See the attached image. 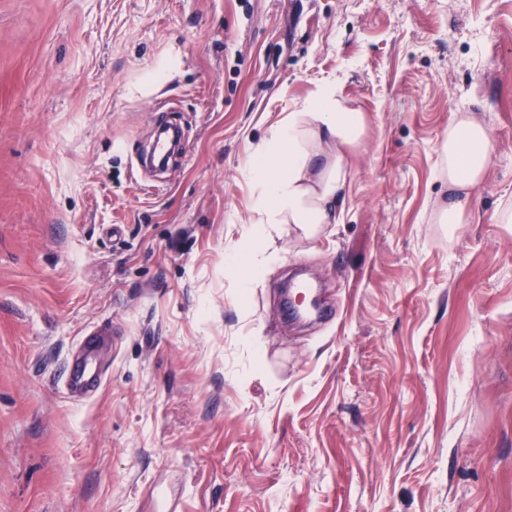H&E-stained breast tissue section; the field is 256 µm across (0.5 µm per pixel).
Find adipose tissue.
I'll return each instance as SVG.
<instances>
[{
  "instance_id": "1",
  "label": "adipose tissue",
  "mask_w": 512,
  "mask_h": 512,
  "mask_svg": "<svg viewBox=\"0 0 512 512\" xmlns=\"http://www.w3.org/2000/svg\"><path fill=\"white\" fill-rule=\"evenodd\" d=\"M366 116L351 107L335 83L314 94L272 123L247 166L252 184L255 227L231 249L241 294H248L275 255L273 232L293 224L307 236L342 220L347 194L346 158L360 145ZM494 138L484 120L462 114L441 145L448 177V205L442 224L468 223L472 191L494 158Z\"/></svg>"
}]
</instances>
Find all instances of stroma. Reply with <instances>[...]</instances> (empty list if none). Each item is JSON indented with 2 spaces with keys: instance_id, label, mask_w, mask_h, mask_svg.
Masks as SVG:
<instances>
[{
  "instance_id": "35a3bbf8",
  "label": "stroma",
  "mask_w": 512,
  "mask_h": 512,
  "mask_svg": "<svg viewBox=\"0 0 512 512\" xmlns=\"http://www.w3.org/2000/svg\"><path fill=\"white\" fill-rule=\"evenodd\" d=\"M327 80L368 120L343 220L239 300L249 157ZM462 112L496 152L455 229ZM506 202L512 0H0V512H512ZM297 268L325 318L284 319ZM108 336H112L110 328L96 329L84 335L77 353L73 354L72 366L64 382L67 394L73 397H86L95 394L99 389L103 381L102 376L90 365Z\"/></svg>"
}]
</instances>
